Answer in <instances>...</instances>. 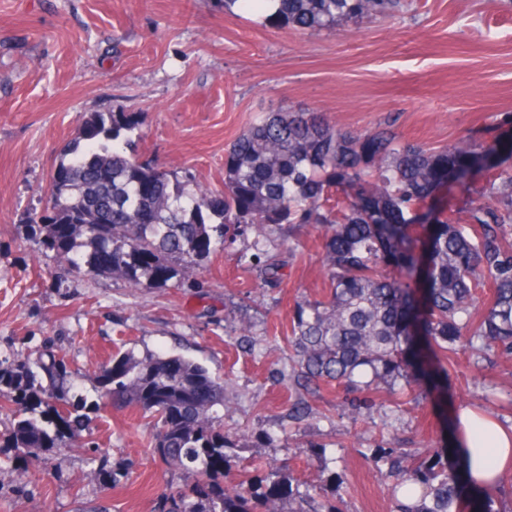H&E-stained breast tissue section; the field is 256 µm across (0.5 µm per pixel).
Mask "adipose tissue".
<instances>
[{
  "mask_svg": "<svg viewBox=\"0 0 512 512\" xmlns=\"http://www.w3.org/2000/svg\"><path fill=\"white\" fill-rule=\"evenodd\" d=\"M463 459L477 487L495 484L512 463V427L483 417L470 408L459 413Z\"/></svg>",
  "mask_w": 512,
  "mask_h": 512,
  "instance_id": "ef3b65f1",
  "label": "adipose tissue"
}]
</instances>
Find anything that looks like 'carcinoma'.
Here are the masks:
<instances>
[{
    "instance_id": "carcinoma-1",
    "label": "carcinoma",
    "mask_w": 512,
    "mask_h": 512,
    "mask_svg": "<svg viewBox=\"0 0 512 512\" xmlns=\"http://www.w3.org/2000/svg\"><path fill=\"white\" fill-rule=\"evenodd\" d=\"M276 3L271 17L301 32L404 8L403 0ZM138 125L135 112L90 113L50 178L51 210L33 223L70 270L133 287L182 284L198 261L249 230L251 265L274 279L266 230L313 224L324 231L330 291L295 309L293 364L306 396L334 382L378 394L408 380L420 360L410 332L417 319L430 350L455 353L478 341L512 357V172L479 192L492 204L473 207L467 223L422 211L435 188L466 177L470 142L432 152L389 128L358 134L320 112H271L227 150L224 191L192 193L176 174L126 154L120 139ZM68 374L65 357L48 346L34 359H0V409L14 414L1 448L25 457L77 442L88 400ZM98 392L153 413L155 453L187 475L157 512H336L322 495V469L303 491L284 486L286 463L259 482L224 486L238 439L214 408H228L231 393L203 365L181 355H115ZM306 396L295 404L300 416L310 410ZM389 474L409 499L394 512H456L461 474L403 452L390 457Z\"/></svg>"
}]
</instances>
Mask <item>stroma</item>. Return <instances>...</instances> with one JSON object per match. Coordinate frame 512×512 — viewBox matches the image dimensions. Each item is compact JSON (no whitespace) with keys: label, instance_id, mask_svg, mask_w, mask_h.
<instances>
[{"label":"stroma","instance_id":"1","mask_svg":"<svg viewBox=\"0 0 512 512\" xmlns=\"http://www.w3.org/2000/svg\"><path fill=\"white\" fill-rule=\"evenodd\" d=\"M298 109L358 133L388 124L432 150L467 139L485 153L512 141V0H406L395 15L314 34L257 9L225 12L222 0H0V356L53 345L92 399L116 353L183 355L233 391L224 428L242 436L235 469L286 460L303 481L323 462V493L338 512H391L379 477L390 450L456 471L457 410L512 425V360L432 355L407 397L380 393L354 416L348 391L331 386L297 420L288 338L296 299L328 293L319 229L270 233L283 262L276 286L251 268L244 236L204 258L192 282L135 288L66 271L31 231L87 114L139 113L128 153L220 190L228 145L266 113ZM510 169L511 154L488 155L434 204L466 217L470 187ZM85 424L78 447L36 461L0 448V512H76L101 500L112 512H154L183 484L153 452L151 413L108 402Z\"/></svg>","mask_w":512,"mask_h":512}]
</instances>
